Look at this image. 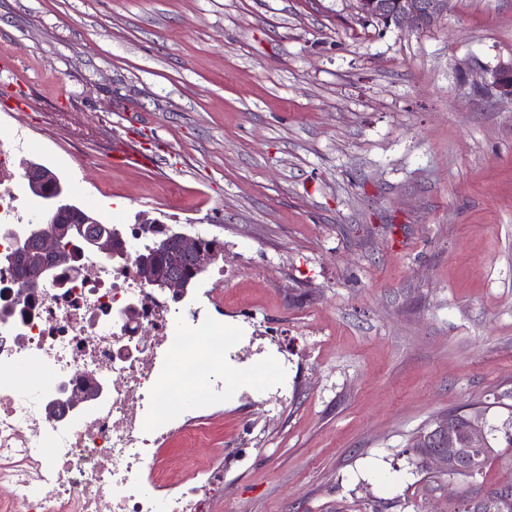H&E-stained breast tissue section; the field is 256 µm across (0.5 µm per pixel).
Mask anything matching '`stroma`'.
<instances>
[{
    "instance_id": "35a3bbf8",
    "label": "stroma",
    "mask_w": 512,
    "mask_h": 512,
    "mask_svg": "<svg viewBox=\"0 0 512 512\" xmlns=\"http://www.w3.org/2000/svg\"><path fill=\"white\" fill-rule=\"evenodd\" d=\"M0 138L73 203L224 250L195 285L288 364L234 386L208 441L214 512H455L512 486V0H450L425 30L355 0H0ZM121 201V211L105 200ZM486 409L482 476L418 471L417 432ZM478 68L481 71V82L475 85L478 93L512 99V61Z\"/></svg>"
}]
</instances>
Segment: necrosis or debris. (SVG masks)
<instances>
[{"mask_svg":"<svg viewBox=\"0 0 512 512\" xmlns=\"http://www.w3.org/2000/svg\"><path fill=\"white\" fill-rule=\"evenodd\" d=\"M14 150L0 140V255L14 248L31 216L20 209ZM88 279L48 280L23 289L0 272V291L12 292L15 318L0 323V369L22 381L0 383V512H213L224 494V455L188 471L175 487L162 479V451L192 429L193 411L224 401V368L212 365L192 409L159 410L161 390L179 350L192 339L223 331L210 303L172 300L144 287L133 264L102 265L84 250ZM136 312L116 325L127 306ZM110 393L63 420L47 411L59 383L87 379Z\"/></svg>","mask_w":512,"mask_h":512,"instance_id":"4bbe7bcc","label":"necrosis or debris"}]
</instances>
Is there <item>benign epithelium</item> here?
Masks as SVG:
<instances>
[{
  "label": "benign epithelium",
  "instance_id": "1",
  "mask_svg": "<svg viewBox=\"0 0 512 512\" xmlns=\"http://www.w3.org/2000/svg\"><path fill=\"white\" fill-rule=\"evenodd\" d=\"M358 12L377 19L386 26L398 29L422 30L434 25L448 11L449 0H356ZM481 82L475 85L483 95H498L512 99V61L500 62L494 67H482ZM22 178L27 191L41 218L30 222L25 236L18 240L14 251L0 257V267L12 270L15 264L32 254L45 260L28 286L37 287L39 281L52 275L54 266L48 259H58L61 263L75 262L76 253L62 252L63 241L70 236L81 245L98 253L101 261L112 266H121L129 257L124 233L114 227L105 234L98 229L102 221L72 203L57 175L47 166L27 162L23 165ZM80 225V231L69 230V225ZM137 236L146 239L143 248L136 251L133 259L141 283L148 288L168 291L175 298L182 297L190 287L191 279L172 273L165 278L154 275L153 259L175 247L182 254L196 261L195 276H200L209 268V255L205 251L204 240L191 238L186 234L166 228L157 219L140 213L136 216ZM102 391L101 383L90 380L81 393L72 392L51 407L54 414L78 406L81 402L95 398ZM488 432L481 417L465 420L460 426L446 417L435 419L425 430L419 432L413 447L421 448L427 461L441 473L452 476L465 471L466 449L481 450L487 446Z\"/></svg>",
  "mask_w": 512,
  "mask_h": 512
}]
</instances>
